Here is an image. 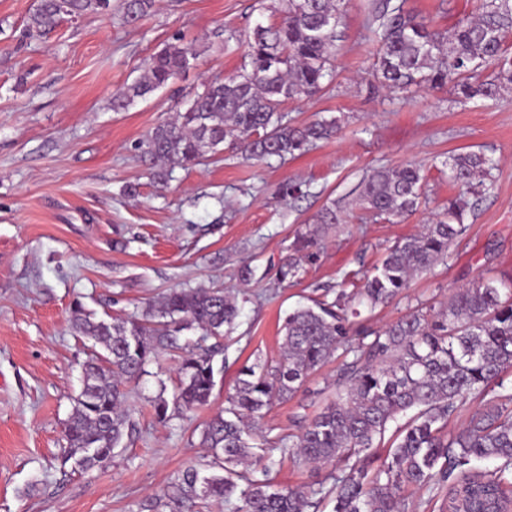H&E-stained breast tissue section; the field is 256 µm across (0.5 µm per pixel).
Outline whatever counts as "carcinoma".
Here are the masks:
<instances>
[{"mask_svg":"<svg viewBox=\"0 0 512 512\" xmlns=\"http://www.w3.org/2000/svg\"><path fill=\"white\" fill-rule=\"evenodd\" d=\"M112 0H39L26 34L42 35L66 18L101 14ZM277 24H256L247 37L242 72L202 84L184 110L155 126L142 142L152 161V178L164 184L169 165H189L239 147L247 159L299 156L330 138L337 121L294 125L282 107L322 92L334 78L337 28L345 0H275ZM153 0H125L127 21L152 8ZM368 29L376 43L378 84L396 93L421 87H451L465 99H491L512 86V59L504 43L512 36V0H481L478 14L446 35L401 7L380 0ZM197 53L180 38L165 44L146 62L141 77L112 98V110H127L192 65ZM493 66L496 75L479 79ZM494 162L480 152L451 157L448 177L462 192L448 198L435 220L417 234L398 239L383 259L366 271L360 287L340 284L332 299H314L284 319L282 353L273 362L255 360L238 372L225 407L205 424L200 443L222 474L197 467L177 475L164 496L147 500L139 512H201L214 500L228 512H406L405 492L413 488L438 496L448 488L446 512H509L512 509V391L485 396L501 374L512 369V279L481 280L457 289L436 308L418 302L380 328L368 325L373 312L409 288L411 279L448 258L451 244L467 231L475 200L487 190ZM425 186L421 166L377 169L361 186L357 201L367 211L400 219L415 211ZM341 223L336 206L322 209L314 226L295 237L279 264V279L295 280L321 254V231ZM240 314L236 296L222 288L172 290L149 302L139 317L98 319L80 304L71 310L75 332L99 345L83 365L82 387L65 426V461L86 471L111 457L135 430L122 408L125 387L165 350L182 353L171 398L166 386L153 400L164 423L168 410L182 413L210 404L216 387V357L206 347L233 333ZM189 331L200 336L193 341ZM342 358L336 390L297 435L257 434L263 411L293 397L308 377L333 356ZM480 406L461 429L448 422L470 400ZM395 430L388 453L381 447L390 423ZM279 451L295 465H330L331 485L321 480L309 491L276 489L265 453ZM497 461L489 472L473 463Z\"/></svg>","mask_w":512,"mask_h":512,"instance_id":"1","label":"carcinoma"}]
</instances>
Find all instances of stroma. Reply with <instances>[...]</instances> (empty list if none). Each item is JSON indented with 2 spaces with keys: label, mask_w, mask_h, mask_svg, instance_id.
Returning <instances> with one entry per match:
<instances>
[{
  "label": "stroma",
  "mask_w": 512,
  "mask_h": 512,
  "mask_svg": "<svg viewBox=\"0 0 512 512\" xmlns=\"http://www.w3.org/2000/svg\"><path fill=\"white\" fill-rule=\"evenodd\" d=\"M374 0H349L339 27L336 78L325 91L284 105L303 124L339 119L341 129L295 158L244 160L233 146L195 166L176 165L167 187L152 183L138 146L205 81L237 74L246 36L281 16L268 0H155L127 23L121 0L105 14L63 21L27 37L36 0H0V512H138L175 477L201 466L204 424L224 406L237 370L278 359L286 314L308 298L382 260L395 240L416 233L459 188L446 162L459 150L484 152L495 183L446 261L415 277L405 296L381 307V326L417 302L437 305L478 279L512 276V88L466 100L453 89L411 98L377 86L368 19ZM447 31L476 13L479 0H391ZM200 55L164 89L127 110L113 94L139 78L147 59L173 38ZM421 164L425 196L412 215L373 220L353 207L373 170ZM288 181L303 198L282 197ZM335 202L345 223L323 235L324 249L294 283L278 266L297 232ZM254 274L242 280L240 269ZM242 292L238 327L225 352L224 379L210 406L158 423L152 401L174 388L180 357L149 364L126 386L136 431L125 447L92 469L63 461L65 423L81 388L93 341L70 327L74 304L103 319L141 314L174 288ZM330 359L304 393L273 403L261 421L277 434L299 433L321 407L315 390L333 386Z\"/></svg>",
  "instance_id": "1"
}]
</instances>
